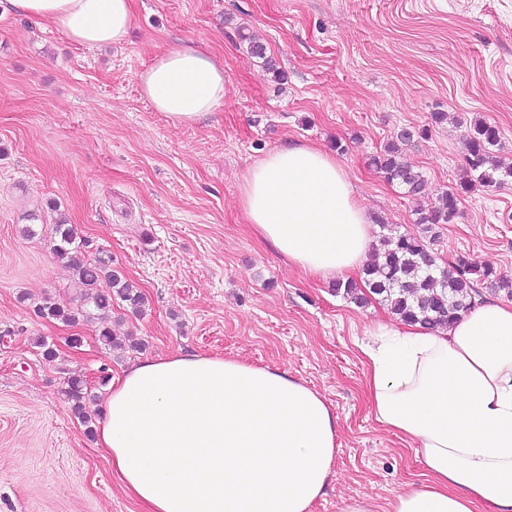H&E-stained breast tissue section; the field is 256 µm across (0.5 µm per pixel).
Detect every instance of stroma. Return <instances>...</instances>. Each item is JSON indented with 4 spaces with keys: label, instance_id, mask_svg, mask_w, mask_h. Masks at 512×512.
Segmentation results:
<instances>
[{
    "label": "stroma",
    "instance_id": "35a3bbf8",
    "mask_svg": "<svg viewBox=\"0 0 512 512\" xmlns=\"http://www.w3.org/2000/svg\"><path fill=\"white\" fill-rule=\"evenodd\" d=\"M129 40L89 50L47 22L0 18V512H144L64 396L86 381L101 420L113 381L137 361L179 352L278 368L318 391L339 421L335 476L312 512L341 499L386 503L422 480L408 444L368 404L359 346L388 308L337 293L291 267L253 231L242 178L299 141L333 151L373 221L423 234L413 199L370 164L404 127L403 157L436 198L465 178L475 121L496 127L512 164V0H132ZM256 34L284 77L267 74L241 33ZM224 67V103L174 125L143 96L139 72L176 44ZM447 113L435 124L433 113ZM434 228L445 261L466 256L512 281V179L459 197ZM66 222L140 292L113 298L106 324L143 349L111 348L103 323L43 319L82 290L53 255ZM32 226L34 235L24 232ZM57 352L46 361L36 339Z\"/></svg>",
    "mask_w": 512,
    "mask_h": 512
}]
</instances>
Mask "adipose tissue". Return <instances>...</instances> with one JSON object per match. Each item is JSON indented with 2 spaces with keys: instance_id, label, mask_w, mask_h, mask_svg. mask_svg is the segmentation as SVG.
I'll use <instances>...</instances> for the list:
<instances>
[{
  "instance_id": "ef3b65f1",
  "label": "adipose tissue",
  "mask_w": 512,
  "mask_h": 512,
  "mask_svg": "<svg viewBox=\"0 0 512 512\" xmlns=\"http://www.w3.org/2000/svg\"><path fill=\"white\" fill-rule=\"evenodd\" d=\"M96 49L124 42L131 0H0ZM172 123L224 102V68L174 46L138 75ZM254 231L288 264L328 279L368 258L371 226L348 173L318 147L291 143L243 178ZM361 346L375 421L424 466L383 512H512V302L484 300L433 331L369 322ZM335 413L287 372L235 357L174 354L126 370L103 405L98 445L146 512H311L334 475Z\"/></svg>"
}]
</instances>
